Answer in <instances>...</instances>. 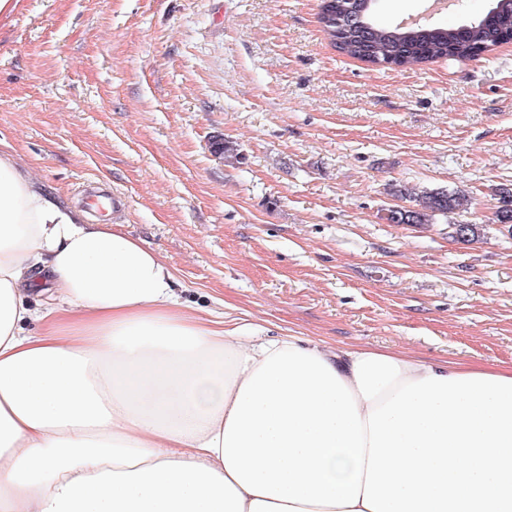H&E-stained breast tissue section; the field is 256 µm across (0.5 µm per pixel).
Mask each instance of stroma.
Instances as JSON below:
<instances>
[{"mask_svg": "<svg viewBox=\"0 0 512 512\" xmlns=\"http://www.w3.org/2000/svg\"><path fill=\"white\" fill-rule=\"evenodd\" d=\"M320 5L22 0L0 18V140L64 205L121 197L107 223L225 329L511 367L512 43L376 66L331 46ZM395 184L469 206L389 224Z\"/></svg>", "mask_w": 512, "mask_h": 512, "instance_id": "stroma-1", "label": "stroma"}]
</instances>
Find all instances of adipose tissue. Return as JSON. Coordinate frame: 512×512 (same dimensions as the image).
I'll return each instance as SVG.
<instances>
[{"instance_id":"obj_1","label":"adipose tissue","mask_w":512,"mask_h":512,"mask_svg":"<svg viewBox=\"0 0 512 512\" xmlns=\"http://www.w3.org/2000/svg\"><path fill=\"white\" fill-rule=\"evenodd\" d=\"M176 287L0 148V512H368L357 350L243 340Z\"/></svg>"}]
</instances>
